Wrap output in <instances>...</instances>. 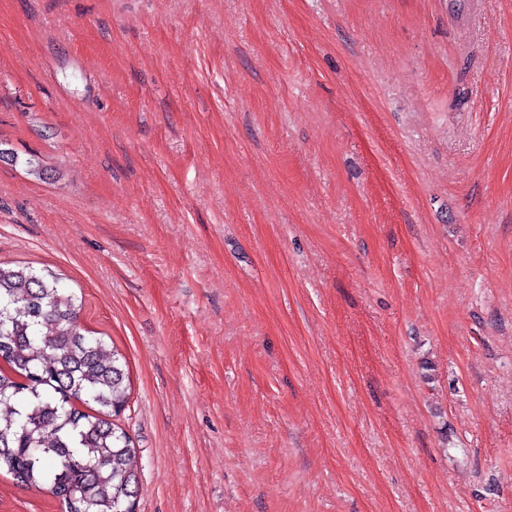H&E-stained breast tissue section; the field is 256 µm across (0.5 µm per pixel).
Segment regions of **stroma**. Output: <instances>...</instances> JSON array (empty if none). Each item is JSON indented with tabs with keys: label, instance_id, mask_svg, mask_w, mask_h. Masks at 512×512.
Here are the masks:
<instances>
[{
	"label": "stroma",
	"instance_id": "35a3bbf8",
	"mask_svg": "<svg viewBox=\"0 0 512 512\" xmlns=\"http://www.w3.org/2000/svg\"><path fill=\"white\" fill-rule=\"evenodd\" d=\"M0 145L136 512H512V0H0Z\"/></svg>",
	"mask_w": 512,
	"mask_h": 512
}]
</instances>
